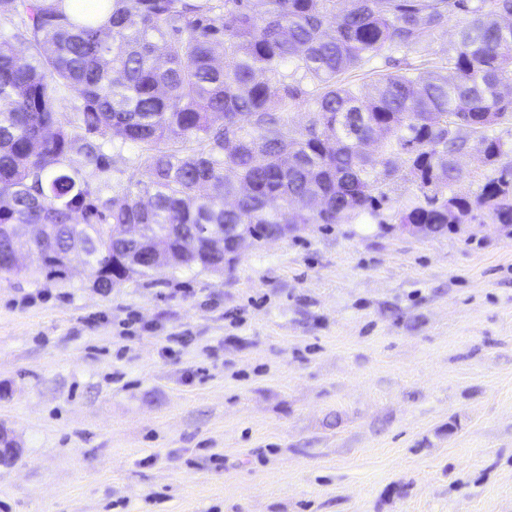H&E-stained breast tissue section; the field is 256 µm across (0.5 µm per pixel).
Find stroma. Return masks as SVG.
<instances>
[{
	"label": "stroma",
	"instance_id": "35a3bbf8",
	"mask_svg": "<svg viewBox=\"0 0 512 512\" xmlns=\"http://www.w3.org/2000/svg\"><path fill=\"white\" fill-rule=\"evenodd\" d=\"M450 18L410 57L431 72ZM113 183L146 180L108 145ZM374 214L219 272L0 281V512H512V225Z\"/></svg>",
	"mask_w": 512,
	"mask_h": 512
}]
</instances>
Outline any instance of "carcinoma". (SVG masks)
<instances>
[{"instance_id": "obj_1", "label": "carcinoma", "mask_w": 512, "mask_h": 512, "mask_svg": "<svg viewBox=\"0 0 512 512\" xmlns=\"http://www.w3.org/2000/svg\"><path fill=\"white\" fill-rule=\"evenodd\" d=\"M0 0V248L33 250L16 224H45L65 277L78 242L93 286L167 267L220 271L208 236L252 225L342 224L376 213L392 156L427 191L401 224H466L477 206L512 224V163L495 127L512 123V0ZM464 26L438 71L408 61L434 31ZM27 45L22 59L16 43ZM404 54L363 95L353 77ZM78 93L71 111L58 94ZM310 100L308 124L290 121ZM139 145L148 181L114 190L108 139ZM470 148L494 167L476 201L448 193ZM72 154L86 171L68 169Z\"/></svg>"}]
</instances>
